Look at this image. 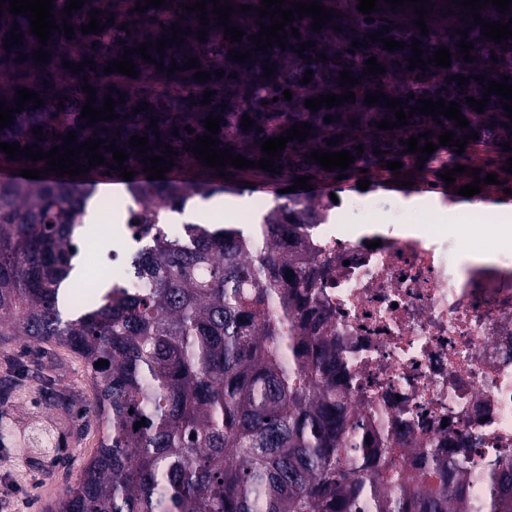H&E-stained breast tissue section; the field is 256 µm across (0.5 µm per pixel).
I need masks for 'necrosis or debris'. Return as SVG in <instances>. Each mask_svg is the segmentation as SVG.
Listing matches in <instances>:
<instances>
[{"mask_svg":"<svg viewBox=\"0 0 512 512\" xmlns=\"http://www.w3.org/2000/svg\"><path fill=\"white\" fill-rule=\"evenodd\" d=\"M462 212L470 234H367L342 219L365 206L352 193L323 201L319 222L293 251L321 266L318 300L338 351L350 398L372 434L400 451L397 464L432 455L471 464L470 499L481 502L493 465L512 460V241L497 237L500 214ZM489 251L491 263L472 254ZM463 438L467 447L453 448Z\"/></svg>","mask_w":512,"mask_h":512,"instance_id":"necrosis-or-debris-1","label":"necrosis or debris"}]
</instances>
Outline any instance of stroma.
<instances>
[{
    "mask_svg": "<svg viewBox=\"0 0 512 512\" xmlns=\"http://www.w3.org/2000/svg\"><path fill=\"white\" fill-rule=\"evenodd\" d=\"M252 188H234L218 193V206L193 198L179 213L169 214L172 223H194L206 217L210 227L242 226V211L253 204ZM447 200L432 195L377 194L370 211L350 212V224H372L378 218L395 222L398 213H410L414 222L431 223L438 211L448 210ZM39 360L43 374L24 375L15 367L20 362ZM92 395L91 378L83 361L73 352L54 345H37L17 336H0V410L27 425L49 428L53 450L19 458L9 438L0 439V512H47L64 489L79 476L97 446L91 416L83 408Z\"/></svg>",
    "mask_w": 512,
    "mask_h": 512,
    "instance_id": "obj_1",
    "label": "stroma"
}]
</instances>
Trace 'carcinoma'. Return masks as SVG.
<instances>
[{
  "instance_id": "carcinoma-1",
  "label": "carcinoma",
  "mask_w": 512,
  "mask_h": 512,
  "mask_svg": "<svg viewBox=\"0 0 512 512\" xmlns=\"http://www.w3.org/2000/svg\"><path fill=\"white\" fill-rule=\"evenodd\" d=\"M187 1L195 2L166 0L165 6L140 14L134 11L137 0H88L67 18L74 28L72 39L53 33L46 46L50 59L42 65L33 60L40 44L29 33L28 18L14 17L24 34L23 45L7 51L3 44L10 28L0 27V98L12 104L17 89L27 88L45 99L37 109L29 102V109L14 114L13 124L0 130V142L37 144L47 152L62 145L61 137L72 130L79 143L116 138L115 148L129 154L124 165L136 172L125 182L133 202L128 223L141 243L133 273L151 284L137 294L101 288L88 303L79 302L70 291L73 259L79 252L74 230L85 223L91 198L86 183L110 182L119 171L100 165L75 178L66 174L0 180V336L65 347L84 360L94 379L87 412L94 417L99 446L50 512H469L468 468L432 456L394 472L379 453L378 441L365 442L370 431L349 401L336 337L321 331L327 317L316 299V270L289 251L313 226L318 205L310 196H281L277 220L263 218L247 230L191 224L187 245L170 239L164 216L193 197L224 190L220 172L186 151L197 136L208 133L202 120L210 112L226 120L217 133L219 148L251 161L263 157L259 139L284 135L299 122L312 125L306 142L286 143L281 160L274 161L278 173L229 166L233 180L258 177L278 185L310 175L336 193L373 172L392 175L386 162L393 160L403 163L401 173L414 177L418 155L403 153L402 133L413 136L428 129L430 141L437 144L444 128L460 139L477 132L479 139L467 141L460 155L453 147H439L424 168L435 175L442 172L440 159L461 158L467 167L481 168L482 179L499 172L502 166L496 161L475 162L473 157L481 147L501 152L500 144L512 143V120L500 105L503 97L491 95L483 113L474 111L466 98L482 99L488 81L499 82L505 75L512 85V38L500 44L486 40L481 26L469 30L464 24L473 17L460 15L458 9L444 15V0H435L426 36L413 24L417 15L411 6L393 11L385 0H378L383 9L371 13L375 21L369 23L357 10L359 0H318L341 17L331 18L318 33L312 31L313 18L294 20L300 37L286 38L291 50L275 44L269 53L253 54L251 62L232 61L228 50L254 47L248 36L260 30L256 20L268 26L270 18L260 19L254 10L232 14L231 22L244 32L242 41L232 44L210 13L206 40L193 34L162 55L150 51L153 58L163 59V70L134 54L138 77L104 74L106 62L161 38L162 28H170L181 15V29H203L196 14L182 10ZM92 10L100 11L105 27L85 35L81 25L88 24ZM110 13L115 14L111 22ZM385 18L393 25L384 37L403 41L407 48L387 51L382 42L367 38L383 29ZM124 22L128 30L114 34L113 27ZM333 24L342 31L332 29ZM291 27L285 26V31ZM458 28L468 31V41L474 44L473 62L456 59L463 39ZM415 38L429 56L446 46L451 66L408 70L406 58ZM354 39L364 47L352 54L347 49ZM308 41L315 46L305 55L323 53L329 60L300 58L296 49ZM21 52L27 60L18 63ZM493 55L499 61L491 60ZM372 56L386 72L363 78L365 60ZM189 57L199 60L211 80H195L194 68L166 75L171 61L181 66ZM84 59L94 60L97 70L88 64L79 73L64 68L66 62L77 65ZM267 59L277 63V73L268 79L263 77ZM346 68L362 83L352 88L338 84L339 72ZM308 69L313 70L312 80L298 95L296 87ZM216 70L224 76L217 78ZM456 74L468 78L469 84L458 86L451 80ZM480 74L483 84L474 79ZM84 76L96 90L97 109L103 108L105 97L117 101L125 95V103L115 105L118 118L86 125L80 117L88 98L81 90ZM286 89L292 93L289 101L284 99ZM207 90L216 95L201 106ZM349 90L356 95L353 103L316 112L305 107L308 98ZM377 90L397 99L412 93L408 105L414 107L420 98L456 101L468 127L457 128L442 115L439 124L431 115L415 113L404 127L379 130L374 123L396 117L382 101L365 105V93ZM62 95L68 101L59 109ZM143 102L149 104L148 111L134 113ZM222 102L227 108L218 107ZM245 114L255 128L240 127ZM153 115L157 135L146 129ZM328 115L338 116L337 121L325 123ZM356 118L360 123L351 125ZM36 126L43 127L45 141L33 135ZM186 126L195 132L187 133ZM175 127L177 137L172 134ZM136 134L148 136L151 146L160 139L178 152L175 169L183 177L147 179L135 149L129 147V138ZM337 135L342 143L327 145L326 140ZM360 144L363 154L344 171L328 172L307 158L314 148L345 149L354 155ZM377 149L384 155H375ZM1 166L38 170L46 162L13 161L0 151ZM343 172L348 177L337 179ZM100 360L109 365L94 367ZM141 420L146 425L134 428ZM481 510L512 512V465L492 468Z\"/></svg>"
}]
</instances>
